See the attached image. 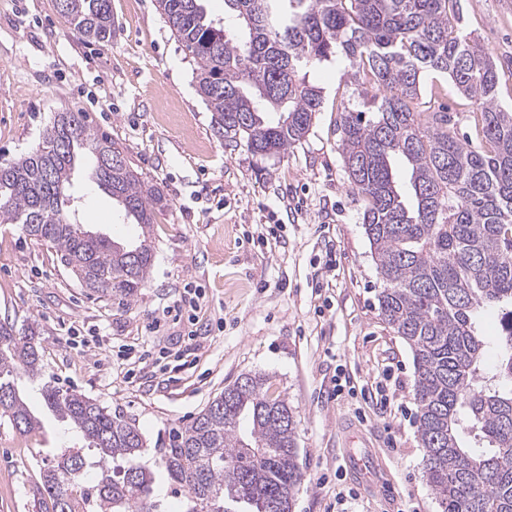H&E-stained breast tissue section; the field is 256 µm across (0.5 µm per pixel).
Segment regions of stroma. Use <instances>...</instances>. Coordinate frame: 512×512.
I'll return each instance as SVG.
<instances>
[{
  "instance_id": "35a3bbf8",
  "label": "stroma",
  "mask_w": 512,
  "mask_h": 512,
  "mask_svg": "<svg viewBox=\"0 0 512 512\" xmlns=\"http://www.w3.org/2000/svg\"><path fill=\"white\" fill-rule=\"evenodd\" d=\"M108 45L85 41L55 0H0V162L35 148L56 113L85 112L168 205L154 214L155 261L132 300L82 288L55 249L0 224V319L38 322L45 382L135 421L148 449L190 423L243 375L270 377L296 416L304 479L293 512H440L424 477L415 423L414 359L379 316L382 288L344 168L336 106L351 88L343 61L311 69L324 105L280 156L225 145L196 88V66L156 0H111ZM448 26L497 64L498 101L512 106V0H458ZM457 136L477 142L472 102L445 83L438 99ZM82 157L71 189L87 229L136 241ZM199 289L194 318L169 306ZM341 393H334L335 385ZM20 393L44 430L0 423V512H37L33 494L53 453L81 444L46 416L40 385ZM351 420L383 456L392 497L355 479L340 429Z\"/></svg>"
}]
</instances>
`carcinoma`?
I'll return each mask as SVG.
<instances>
[{
  "mask_svg": "<svg viewBox=\"0 0 512 512\" xmlns=\"http://www.w3.org/2000/svg\"><path fill=\"white\" fill-rule=\"evenodd\" d=\"M203 0H156L197 63L199 95L215 134L261 157L308 134L322 91L299 76L332 58L347 62L352 97L336 118L352 191L383 288V322L414 355L416 425L425 477L441 512H512V108L498 103V71L477 39L448 31L452 0H224V24ZM83 39H112L111 0H56ZM430 75L476 104L479 144L451 131L448 108L416 110ZM91 177L142 229L134 244L92 236L66 212L79 152ZM161 190L122 150L91 132L83 113L59 112L42 142L0 164V223L58 252L100 297L138 296L153 267L150 228ZM507 308L498 382L480 372L486 343L476 316ZM40 330L0 321V420L31 433L41 420L18 381L44 375ZM45 409L87 447L63 448L42 471L40 512H159L156 476L135 422L79 391L41 387ZM484 447L461 444V418ZM184 512H292L303 480L294 411L265 376L245 375L156 449ZM99 470L89 488L84 475Z\"/></svg>",
  "mask_w": 512,
  "mask_h": 512,
  "instance_id": "cac0c4a2",
  "label": "carcinoma"
}]
</instances>
